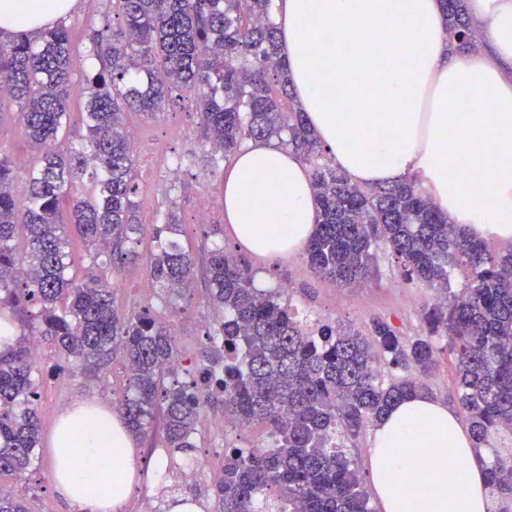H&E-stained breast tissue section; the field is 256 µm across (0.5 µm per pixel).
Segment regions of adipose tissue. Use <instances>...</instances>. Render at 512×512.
Instances as JSON below:
<instances>
[{
  "label": "adipose tissue",
  "mask_w": 512,
  "mask_h": 512,
  "mask_svg": "<svg viewBox=\"0 0 512 512\" xmlns=\"http://www.w3.org/2000/svg\"><path fill=\"white\" fill-rule=\"evenodd\" d=\"M76 0H0V34L36 33ZM483 51L450 49L439 0H283L288 78L332 160L362 186L416 180L448 221L512 242V0H467ZM297 156L256 141L224 176V219L261 259L299 254L316 213ZM48 477L77 512H119L164 470L139 459L122 415L79 401L47 441ZM98 461L88 470V458ZM489 456L455 408L428 395L373 430L370 473L383 512H487Z\"/></svg>",
  "instance_id": "1"
}]
</instances>
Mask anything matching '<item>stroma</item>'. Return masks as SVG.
Segmentation results:
<instances>
[{
    "instance_id": "obj_1",
    "label": "stroma",
    "mask_w": 512,
    "mask_h": 512,
    "mask_svg": "<svg viewBox=\"0 0 512 512\" xmlns=\"http://www.w3.org/2000/svg\"><path fill=\"white\" fill-rule=\"evenodd\" d=\"M113 19L111 0H78L77 8L66 23L71 29L76 70L70 86L71 109L83 111L88 100L86 78L98 63L88 52L87 34ZM199 112L188 97H173L166 110L152 118L137 114L129 118V127L137 132L141 150L137 155L140 196V221L157 220L167 210H174L182 224V242L194 261V286L186 309H178L159 290L142 293L149 283L150 237L127 244L134 255L117 278L114 305L128 311L151 308L176 339L181 368L180 381H193L198 369L216 358L210 332L222 320L223 313L208 301L207 251L213 242L223 241L238 258L251 267L261 288H275L289 283L290 298L302 312L329 324L365 328L370 319L389 321L399 336L414 338L422 332V312L431 302V293L407 284L398 272L392 255L376 253V267L361 286L345 288L317 277L305 254L280 260L256 258L232 240L224 222V174L227 165L212 166L199 156ZM183 158L179 181H170L165 173L168 159ZM210 199L207 215L198 213V196ZM37 405L41 412V431L49 433L58 415L78 400L113 404L127 386L128 374L121 359L95 376H85L71 359L43 346ZM267 436L264 425H254L246 435H229L199 423L193 436L195 448L188 455L170 460L160 479L144 483L126 501L121 512H167V499L174 494L193 497L204 512H213V486L224 470V448L260 446ZM0 487L27 502L31 512H73L53 490L47 477L45 458H37L32 467L19 476L0 477Z\"/></svg>"
}]
</instances>
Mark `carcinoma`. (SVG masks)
Wrapping results in <instances>:
<instances>
[{"label":"carcinoma","mask_w":512,"mask_h":512,"mask_svg":"<svg viewBox=\"0 0 512 512\" xmlns=\"http://www.w3.org/2000/svg\"><path fill=\"white\" fill-rule=\"evenodd\" d=\"M448 36L476 47L464 0H442ZM273 0H112L117 26L88 34L101 66L87 78L81 147L56 148L71 122L70 30L59 21L35 38L0 44V124L12 118L39 155L20 171L0 157V313L30 316L29 335L96 373L121 356L130 373L118 411L131 433L164 419L163 447L186 453L206 400L196 382L165 385L177 374L175 344L155 315L125 316L114 306L124 245L143 233L135 154L127 111L154 116L177 92L195 99L201 147L209 162L228 161L249 140L277 141L307 166L318 223L306 245L310 268L355 286L374 269L382 246L406 281L434 292L423 312L425 334L406 343L384 320L370 335L331 326L295 308L285 290L255 286L252 270L222 246L209 255V302L224 311L213 340L223 378L205 381L221 394L224 415L261 423L266 449L227 447L214 485L215 512H374L347 448L406 397L428 394L435 337H448L455 399L477 447L512 438V244L487 241L448 225L410 182L353 183L312 133L288 82ZM288 99L283 109L282 99ZM93 248L91 271L71 274L69 238ZM174 214L151 229L152 282L181 298L192 261ZM27 335V336H29ZM21 334L0 350V475L28 470L40 445L34 360ZM399 374L384 378L379 362ZM492 495L512 492V449L487 468ZM0 512H29L0 489Z\"/></svg>","instance_id":"carcinoma-1"}]
</instances>
